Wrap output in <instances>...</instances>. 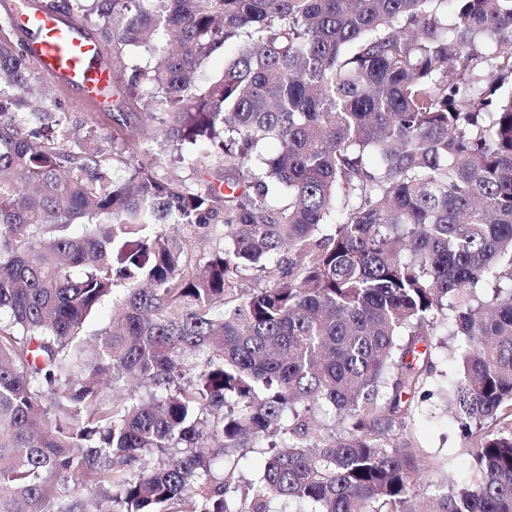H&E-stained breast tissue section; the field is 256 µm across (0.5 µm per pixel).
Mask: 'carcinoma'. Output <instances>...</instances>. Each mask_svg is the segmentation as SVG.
<instances>
[{
    "label": "carcinoma",
    "mask_w": 512,
    "mask_h": 512,
    "mask_svg": "<svg viewBox=\"0 0 512 512\" xmlns=\"http://www.w3.org/2000/svg\"><path fill=\"white\" fill-rule=\"evenodd\" d=\"M46 9L96 15L130 70L113 144L224 171L114 177L55 144L59 104L0 38V512H84L77 478L108 512H512V0ZM168 224L228 246L198 259ZM441 331L468 343L442 386ZM436 391L464 481L414 437Z\"/></svg>",
    "instance_id": "carcinoma-1"
}]
</instances>
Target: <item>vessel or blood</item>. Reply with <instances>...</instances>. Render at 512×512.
Listing matches in <instances>:
<instances>
[{"mask_svg":"<svg viewBox=\"0 0 512 512\" xmlns=\"http://www.w3.org/2000/svg\"><path fill=\"white\" fill-rule=\"evenodd\" d=\"M28 33V52L41 74L63 90H76L88 101L103 105L112 98V75L100 44L87 38L76 24L33 9L18 17Z\"/></svg>","mask_w":512,"mask_h":512,"instance_id":"obj_1","label":"vessel or blood"}]
</instances>
